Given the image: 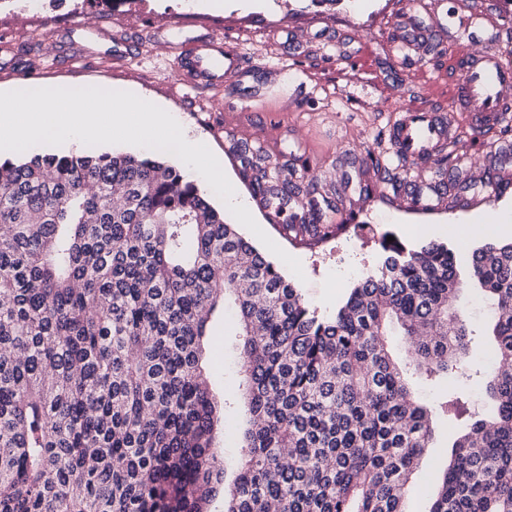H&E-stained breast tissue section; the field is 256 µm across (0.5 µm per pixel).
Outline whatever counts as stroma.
Here are the masks:
<instances>
[{
    "instance_id": "obj_1",
    "label": "stroma",
    "mask_w": 512,
    "mask_h": 512,
    "mask_svg": "<svg viewBox=\"0 0 512 512\" xmlns=\"http://www.w3.org/2000/svg\"><path fill=\"white\" fill-rule=\"evenodd\" d=\"M198 0H148L144 10L120 9L96 29L102 13L91 0H72L71 8L51 11L31 24L0 12V91L42 87L97 86L123 90L167 109L193 136L203 140L244 197L252 191L239 160L225 151L226 135L236 132L261 144L278 167L301 171L304 182L333 200L350 199L351 216L341 229L319 244L285 238L262 211L254 217L264 232L301 262L300 288L319 313L330 314L363 278L377 272L382 245L411 247L433 241L451 247L467 263L474 240L463 238L460 225L475 224L485 214L512 208V189L471 212L453 207L420 212L397 206L372 191L376 172L365 164L367 152L388 148L383 131L396 120L399 101L385 96L391 85L414 89L416 78L397 63L387 41L390 18L400 0H341L312 6L310 0H267L260 11H205ZM210 34L230 43L246 61L264 66L259 93L222 84L188 92L163 43L189 33ZM305 37L304 58L288 55L289 33ZM358 35L364 57L340 61L337 34ZM380 102L376 112L365 104ZM460 307L473 332L466 375L449 373L431 382L415 377L422 401L436 404L456 386L470 394L476 411L489 401L483 383L493 364L492 338L486 333L489 305L472 287L460 295ZM218 335L211 357L217 391L234 388L239 351L231 319L216 320ZM458 422L438 417L425 462L405 497L406 512H429L437 478L451 455Z\"/></svg>"
}]
</instances>
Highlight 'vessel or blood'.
<instances>
[{
    "instance_id": "1",
    "label": "vessel or blood",
    "mask_w": 512,
    "mask_h": 512,
    "mask_svg": "<svg viewBox=\"0 0 512 512\" xmlns=\"http://www.w3.org/2000/svg\"><path fill=\"white\" fill-rule=\"evenodd\" d=\"M512 28V5L506 0H457L453 11L434 7L417 12L405 7L390 24V45L400 65L411 68L427 58L434 44H447L448 68L457 80L448 89L447 107L434 102V85H426L420 95L404 97L399 107L401 117L391 133L392 151L412 163L427 161L442 147L460 149L466 170L484 178L485 197H492L512 187V175L493 172L490 155L480 141L495 130L512 110V57L501 53L499 44ZM207 42L189 37L166 45L177 68L193 66L194 59ZM225 79L243 82L251 73L236 48L225 46ZM194 67V66H193ZM461 113L474 136L466 148H458L451 113ZM382 195L390 199H410L420 211L440 207L446 186L438 175H431L414 189L378 181Z\"/></svg>"
}]
</instances>
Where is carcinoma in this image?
I'll list each match as a JSON object with an SVG mask.
<instances>
[{"mask_svg": "<svg viewBox=\"0 0 512 512\" xmlns=\"http://www.w3.org/2000/svg\"><path fill=\"white\" fill-rule=\"evenodd\" d=\"M255 195L322 242L314 192L248 145ZM470 275L494 312L491 418L464 389L430 512H512V243L488 240ZM455 254L386 250L323 318L163 157L85 151L0 160V512H405L432 440L387 336L413 370L461 371L471 339ZM235 318L246 407L238 473L224 483L226 399L204 366L218 310Z\"/></svg>", "mask_w": 512, "mask_h": 512, "instance_id": "cac0c4a2", "label": "carcinoma"}]
</instances>
